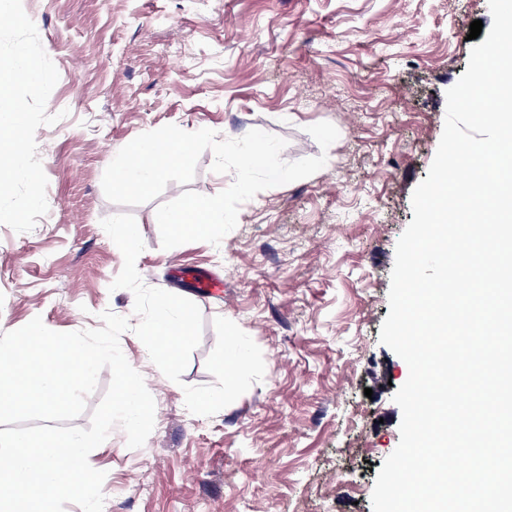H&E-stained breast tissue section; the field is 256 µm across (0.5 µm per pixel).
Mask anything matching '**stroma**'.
Returning <instances> with one entry per match:
<instances>
[{"label": "stroma", "mask_w": 512, "mask_h": 512, "mask_svg": "<svg viewBox=\"0 0 512 512\" xmlns=\"http://www.w3.org/2000/svg\"><path fill=\"white\" fill-rule=\"evenodd\" d=\"M59 79L36 132L48 211L26 233L0 225V333L34 317L57 332L138 324L134 296L111 290L124 259L101 226L130 213L145 248L143 283L194 302L201 342L180 382L152 363L132 328L122 351L155 401L145 444L122 428L89 455L110 512H373L384 460L400 440L393 400L407 364L379 340L396 243L413 219L446 114L466 71L472 21L488 0H22ZM332 123L321 150L306 131ZM174 124L238 139L285 140L284 161L326 155L313 175L243 203L220 244L161 246L153 218L184 190L214 195L233 174L200 156L190 185L125 207L102 189L106 167L141 133ZM183 266L224 281L198 294ZM263 353L264 377L206 417L184 386L214 384L205 362L215 317ZM372 396H365V389Z\"/></svg>", "instance_id": "obj_1"}]
</instances>
